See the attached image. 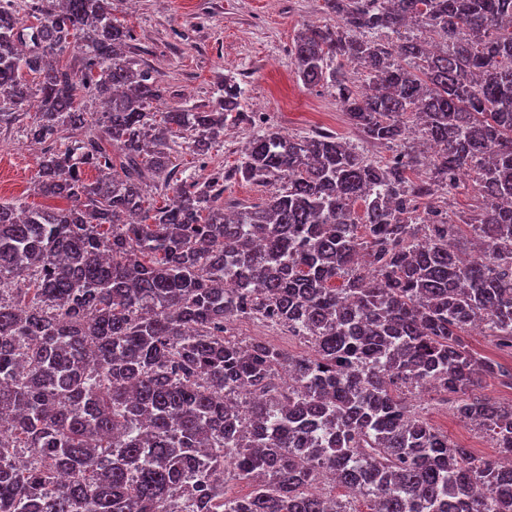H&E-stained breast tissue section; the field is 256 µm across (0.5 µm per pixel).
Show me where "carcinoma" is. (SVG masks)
Returning <instances> with one entry per match:
<instances>
[{"mask_svg": "<svg viewBox=\"0 0 512 512\" xmlns=\"http://www.w3.org/2000/svg\"><path fill=\"white\" fill-rule=\"evenodd\" d=\"M324 7L294 39L298 79L404 151L262 128L200 181L178 176L175 140L205 157L229 116L253 122L237 81L158 119L167 89L112 0H29L26 19L0 0V124L35 104L37 190L62 201L0 204V512H512V402L484 393L512 367L465 340L512 350V0ZM91 119L100 134L74 135ZM414 127L438 147L415 177ZM233 177L267 202L225 214ZM468 182L477 217L421 207ZM241 318L309 351L242 340ZM429 387L504 458L428 424L410 399ZM226 470L248 494L209 482ZM328 476L365 509L311 491ZM467 340L481 354L489 356L507 367L512 365V360L510 363L508 361L509 355L497 350L493 343L481 335L479 330L472 332L471 336L467 337Z\"/></svg>", "mask_w": 512, "mask_h": 512, "instance_id": "obj_1", "label": "carcinoma"}]
</instances>
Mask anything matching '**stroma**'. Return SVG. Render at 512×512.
Here are the masks:
<instances>
[{
  "mask_svg": "<svg viewBox=\"0 0 512 512\" xmlns=\"http://www.w3.org/2000/svg\"><path fill=\"white\" fill-rule=\"evenodd\" d=\"M118 19L132 28L133 44L168 89L163 107L201 106L211 101L218 77L235 76L244 91L242 108L258 125L230 123L207 159L178 148L179 170L203 179L236 165L256 127L292 136L323 131L360 146L372 159H391L394 148L363 142L327 86L308 88L298 80L291 46L298 29L325 19L323 0H112ZM40 152L21 127H0V203L22 200L43 205L34 193ZM414 405L454 443L492 454L489 438L460 421L435 391Z\"/></svg>",
  "mask_w": 512,
  "mask_h": 512,
  "instance_id": "obj_1",
  "label": "stroma"
}]
</instances>
